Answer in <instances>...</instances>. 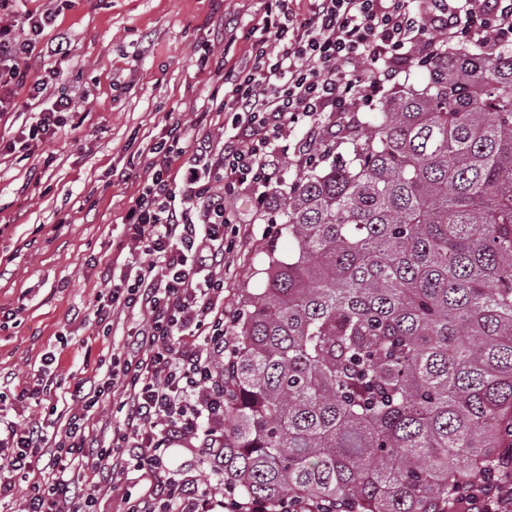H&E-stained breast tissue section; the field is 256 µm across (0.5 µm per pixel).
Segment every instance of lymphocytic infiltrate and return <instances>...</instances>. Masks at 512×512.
I'll list each match as a JSON object with an SVG mask.
<instances>
[{"instance_id": "1", "label": "lymphocytic infiltrate", "mask_w": 512, "mask_h": 512, "mask_svg": "<svg viewBox=\"0 0 512 512\" xmlns=\"http://www.w3.org/2000/svg\"><path fill=\"white\" fill-rule=\"evenodd\" d=\"M269 0L248 31L245 62L224 71L222 108L230 126L222 143L194 131L197 148L184 157L181 126L151 145L145 177L123 221L130 224L134 261L108 269L114 287L97 315L145 313L148 322L123 358L74 391L65 439L49 442L41 425L0 418V499L27 483L22 512H95L96 479L136 474L140 490L126 512H320L297 498L242 499L232 485L216 497L171 468L175 449L193 443L216 451L224 436V361L234 341L224 323V235L235 217L227 200L255 192L260 207L277 196L280 142L290 124L309 128L293 152L313 166L323 140L324 113L356 112L396 84L402 65L432 59L439 45L476 42L487 54L512 43V0ZM52 20L27 13L22 27L0 23V112L15 108L18 89L42 102L35 121L4 149H30L55 134L71 101L49 100V81L22 62ZM119 399L125 427L102 424L91 434L87 414L100 399ZM53 445L47 476L35 477L36 454ZM461 512H512V466L457 495Z\"/></svg>"}]
</instances>
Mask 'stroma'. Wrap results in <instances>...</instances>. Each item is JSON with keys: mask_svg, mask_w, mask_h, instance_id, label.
I'll return each mask as SVG.
<instances>
[{"mask_svg": "<svg viewBox=\"0 0 512 512\" xmlns=\"http://www.w3.org/2000/svg\"><path fill=\"white\" fill-rule=\"evenodd\" d=\"M49 8L60 15L43 39L67 36L70 52L32 61L31 70L52 68L49 94L76 108L33 154L0 155V377L13 382L0 392V413L44 422L48 437L61 439L68 386L123 353L143 325L136 312L114 313L107 335L96 324L104 268L131 258L122 217L140 183L114 182L112 171L142 163L169 123L201 117L214 137L223 135L217 69L247 55L245 35L265 0H11L7 18ZM302 175L284 162L281 196L261 211L251 192L233 197L239 234L224 263L227 322L237 323L247 297L264 287L269 253L287 258L283 197ZM47 353L56 363L45 374ZM23 387L37 396L19 398Z\"/></svg>", "mask_w": 512, "mask_h": 512, "instance_id": "stroma-1", "label": "stroma"}]
</instances>
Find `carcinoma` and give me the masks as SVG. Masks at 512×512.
I'll return each mask as SVG.
<instances>
[{"label":"carcinoma","instance_id":"carcinoma-1","mask_svg":"<svg viewBox=\"0 0 512 512\" xmlns=\"http://www.w3.org/2000/svg\"><path fill=\"white\" fill-rule=\"evenodd\" d=\"M286 199L224 364V481L451 512L512 450V55L442 49Z\"/></svg>","mask_w":512,"mask_h":512}]
</instances>
